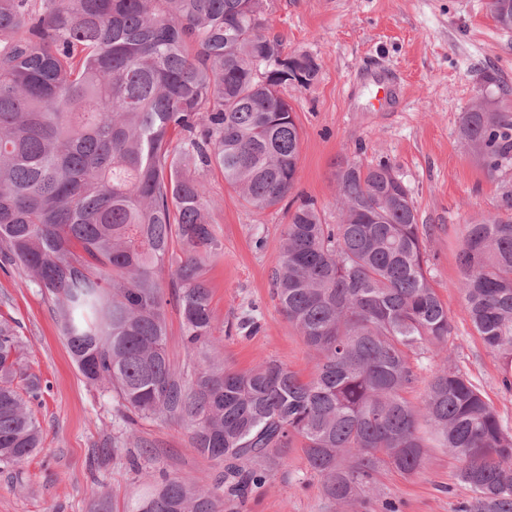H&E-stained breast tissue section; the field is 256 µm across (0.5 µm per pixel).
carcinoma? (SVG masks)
I'll list each match as a JSON object with an SVG mask.
<instances>
[{"label": "carcinoma", "mask_w": 512, "mask_h": 512, "mask_svg": "<svg viewBox=\"0 0 512 512\" xmlns=\"http://www.w3.org/2000/svg\"><path fill=\"white\" fill-rule=\"evenodd\" d=\"M512 31V0H488ZM261 0H0V269L20 265L83 378L112 393L127 431L180 420L217 466L206 488L164 471L126 512H235L301 448L327 508L368 510L378 477L424 473L426 448L459 462L460 512H512V426L481 385L427 354L448 307L427 275L411 193L393 166L335 172L338 221L311 199L288 215L271 272L279 308L315 356L304 380L274 360L224 367L207 263L224 254L206 171L255 212L293 189L300 132L280 88L311 85L306 53L280 62ZM462 139L491 174L512 161V115L484 97ZM465 312L512 390V220L482 216L458 254ZM196 368L172 366L165 281ZM19 325L0 315V464L40 450Z\"/></svg>", "instance_id": "1"}]
</instances>
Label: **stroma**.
<instances>
[{"label":"stroma","instance_id":"obj_1","mask_svg":"<svg viewBox=\"0 0 512 512\" xmlns=\"http://www.w3.org/2000/svg\"><path fill=\"white\" fill-rule=\"evenodd\" d=\"M272 36L285 53H307L320 66L317 81L281 90L301 133L293 196L314 200L323 221L335 223L338 165L390 162L407 184L418 214L431 283L453 325L448 356L480 380L486 397L512 423V390L501 384L499 361L473 330L458 288L459 244L468 222L492 213L512 219V165L491 174L460 135L463 113L481 94L499 99L483 81L494 68L512 90V32L498 28L488 0H265ZM401 85L404 101L380 112L369 73ZM214 227L224 254L205 268L220 351L227 368L247 371L274 360L309 378L313 357L280 312L269 275L281 252L288 204L256 213L215 171L205 173ZM0 311L21 326L28 362L44 386L33 410L41 450L18 465H0V512H89L107 495L124 512L143 490L133 467L142 447L170 474L212 484L213 463L193 448L180 424L138 421L130 445L118 449L117 402L86 384L56 323L51 302L26 287L21 269L0 271ZM260 323L248 335L238 325L248 313ZM445 449L427 451L424 474L387 470L379 477L373 512L385 502L399 512H455L469 488L456 478ZM241 512H328L321 480L301 449H287L269 485Z\"/></svg>","mask_w":512,"mask_h":512}]
</instances>
